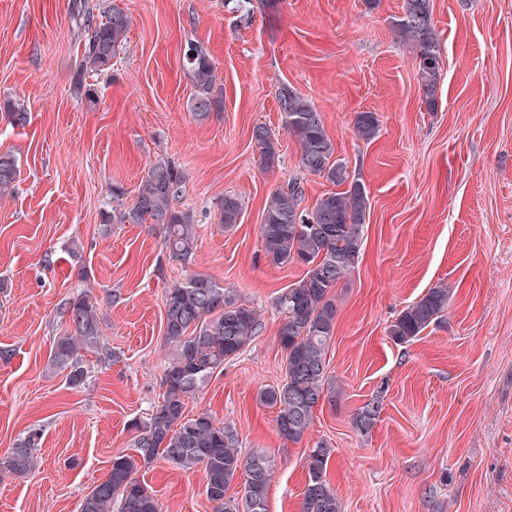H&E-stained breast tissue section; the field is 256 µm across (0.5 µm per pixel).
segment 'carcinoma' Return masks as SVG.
Masks as SVG:
<instances>
[{
	"label": "carcinoma",
	"mask_w": 512,
	"mask_h": 512,
	"mask_svg": "<svg viewBox=\"0 0 512 512\" xmlns=\"http://www.w3.org/2000/svg\"><path fill=\"white\" fill-rule=\"evenodd\" d=\"M71 14L83 29L80 73L112 75V60L127 42L128 15L111 0H72ZM396 39L413 45L418 76L428 108L435 106L440 80V47L432 24L431 0H405L404 13L392 24ZM182 66L191 80L189 111L201 121L223 107V87L208 49L190 41L183 50ZM284 128L299 145V168L321 176L342 190L305 204L304 183L299 178L273 190L266 198L260 224L263 250L275 265L296 263L304 268L300 280L283 289L274 305L282 315L277 336L286 353L284 380L261 390L258 398L277 409L276 430L284 441L297 444L314 422L316 408L336 401L339 391L329 382L326 357L336 326L335 290L359 264L366 214L370 207L365 186L350 176L335 157L321 112L314 103L286 83L276 91ZM0 119L23 126L29 113L24 101L0 100ZM379 129L374 112L354 116V130L365 141ZM252 136L261 148V163L275 167L280 155L271 132L256 126ZM17 160L0 154V198L15 192ZM185 173L171 161L156 160L133 192V202L119 204L102 214L104 224H149L160 227L163 249L182 263L196 250L192 215L173 205L179 198ZM241 203L226 194L220 202L219 223L231 228L239 223ZM448 308V287L440 285L403 309L391 322L388 336L397 344L413 341L428 327L442 321ZM68 320L65 333L53 341L50 364L67 372L73 387L87 381L88 371L79 354H95L101 365L112 363V349L104 334L102 303L91 289L81 290L61 307ZM262 330L257 310L239 303L233 290L214 278L189 273L171 283L164 298L165 346L170 358L161 377V401L142 421L132 424L133 454H117L105 480L83 498L80 512H160L158 500L137 473L161 459L185 471L203 472L205 495L214 512H268L267 494L275 467L263 450L242 454L237 428L209 412L189 416L186 401L195 395L224 362L234 359ZM380 413L369 402L355 413L354 423L370 429ZM39 436L32 432L0 457V478L23 477L35 466ZM331 449L317 445L307 456L308 479L300 512H342V503L328 477ZM243 480V494L228 495Z\"/></svg>",
	"instance_id": "obj_1"
}]
</instances>
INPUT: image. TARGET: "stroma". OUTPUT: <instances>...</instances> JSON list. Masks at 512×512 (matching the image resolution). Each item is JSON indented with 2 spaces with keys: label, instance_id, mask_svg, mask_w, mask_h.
I'll return each mask as SVG.
<instances>
[{
  "label": "stroma",
  "instance_id": "obj_1",
  "mask_svg": "<svg viewBox=\"0 0 512 512\" xmlns=\"http://www.w3.org/2000/svg\"><path fill=\"white\" fill-rule=\"evenodd\" d=\"M112 2L131 27L92 107L69 0H0V99L29 112L22 127L0 120V153L19 170L0 200V456L30 430L41 436L36 469L0 481V512H80L113 456L129 452L168 362L165 290L192 272L262 317L186 412L233 423L243 450L275 457L269 512H299L306 456L320 443L344 512H512V0H432V111L412 47L392 33L404 0H252L246 14L225 0ZM190 39L208 48L224 87L222 111L204 122L187 107ZM283 82L316 105L370 199L361 261L335 292L327 374L339 395L297 444L258 399L285 372L273 300L302 275L270 264L260 237L268 194L301 176L275 95ZM365 111L379 119L370 142L353 128ZM258 125L278 142L274 168L260 163ZM159 157L186 175L176 205L197 235L186 264L169 259L160 231L102 223L113 185L133 192ZM227 194L242 203L230 229L219 222ZM81 266L94 294L116 296L103 306L114 357L103 367L84 353L88 379L74 389L49 355ZM442 284L443 322L394 343L391 321ZM371 400L381 411L363 431L353 415ZM138 476L161 512H213L202 471L158 460Z\"/></svg>",
  "mask_w": 512,
  "mask_h": 512
}]
</instances>
